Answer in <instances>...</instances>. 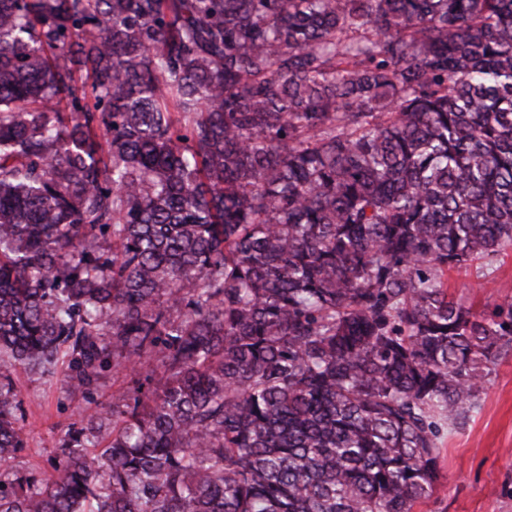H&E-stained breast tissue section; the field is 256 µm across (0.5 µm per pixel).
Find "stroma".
<instances>
[{
  "label": "stroma",
  "instance_id": "obj_1",
  "mask_svg": "<svg viewBox=\"0 0 512 512\" xmlns=\"http://www.w3.org/2000/svg\"><path fill=\"white\" fill-rule=\"evenodd\" d=\"M455 300L488 310L512 296V252L467 269L448 272ZM65 365L40 377L17 372L26 446L13 460L22 471L51 470L62 429L82 408H107L113 392L129 389V376L103 373L86 398L74 399ZM442 478L433 496L415 512H512V353L487 378L479 407L443 438Z\"/></svg>",
  "mask_w": 512,
  "mask_h": 512
}]
</instances>
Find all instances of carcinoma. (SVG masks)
Here are the masks:
<instances>
[{"mask_svg": "<svg viewBox=\"0 0 512 512\" xmlns=\"http://www.w3.org/2000/svg\"><path fill=\"white\" fill-rule=\"evenodd\" d=\"M511 249L512 0H0V512H415ZM448 294L473 305L477 311L492 309L505 296H512V252L468 269L448 272ZM60 361L57 371L51 376L40 378L17 371L14 378L21 393L24 421L23 431L26 446L11 462L21 471H50L55 462V446L61 430L76 421L81 408H108L118 390L129 389L130 376L114 374L112 371L101 375L85 399H74L69 391L65 376L67 359Z\"/></svg>", "mask_w": 512, "mask_h": 512, "instance_id": "carcinoma-1", "label": "carcinoma"}]
</instances>
